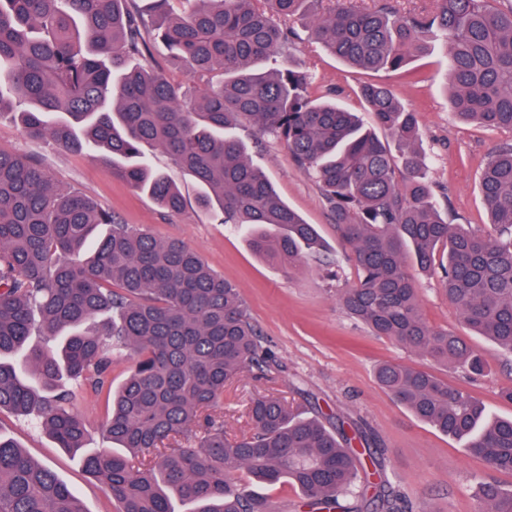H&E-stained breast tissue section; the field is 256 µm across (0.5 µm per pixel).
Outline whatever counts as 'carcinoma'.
I'll return each instance as SVG.
<instances>
[{
	"instance_id": "carcinoma-1",
	"label": "carcinoma",
	"mask_w": 512,
	"mask_h": 512,
	"mask_svg": "<svg viewBox=\"0 0 512 512\" xmlns=\"http://www.w3.org/2000/svg\"><path fill=\"white\" fill-rule=\"evenodd\" d=\"M183 3L175 10L173 2ZM0 0V116L33 139L92 152L112 173L177 213L185 198L145 148L164 151L202 186L203 209L246 229L251 249L299 267L321 245L277 195L233 133L250 127L288 143L315 179L336 232L352 250L356 280L337 294L376 336L438 366L482 375L487 362L466 337L423 317L406 264L439 278L462 324L512 355V140L490 155L481 194L491 231L453 224L434 204L416 113L381 83L357 96L398 150L332 96H312L309 71L285 68L304 21L307 40L365 72L399 71L433 39L445 46L456 118L512 132V2L433 0L404 12L399 0L353 9L336 0ZM160 43L200 83L188 96L141 62ZM57 341L47 349L31 337ZM27 350L30 377L0 360V413L33 421L85 471L115 512H174L170 494L197 512H275L241 483L244 471L287 482L319 512H408L382 480L366 496L360 426L307 416L274 390L253 397L251 428L224 430V391L249 368L271 372L238 286L178 240L120 223L83 194L55 186L35 159L0 151V356ZM132 360L112 389V354ZM380 386L420 421L465 440L492 472L512 473V419L491 418L471 393L396 361ZM69 381L112 396L103 425L118 449L84 451L86 425ZM356 499L352 506L342 496ZM0 512H83L50 467L0 436ZM478 512H512V492L481 486Z\"/></svg>"
}]
</instances>
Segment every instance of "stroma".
<instances>
[{"label": "stroma", "instance_id": "stroma-1", "mask_svg": "<svg viewBox=\"0 0 512 512\" xmlns=\"http://www.w3.org/2000/svg\"><path fill=\"white\" fill-rule=\"evenodd\" d=\"M292 54V66L314 75L311 94L330 87L342 90L345 103L360 111L364 123L371 127L376 120L363 111L356 96L358 86L370 78L388 85L405 107L418 115L419 149L430 160L429 176L440 212L471 224L475 230H486L480 174L503 136L460 123L452 116L444 88L447 57L441 43L432 44L424 58L414 60L420 77L416 85L399 71L370 76L353 70L304 40ZM240 136L248 144L253 163L263 169L281 198L319 231L322 252L311 254L296 269H283L260 258L246 236L235 225L225 223L220 212L200 208L196 202L200 185L191 175L170 166L162 152L152 151L151 158L156 167L167 170L186 199L184 209L177 213L167 212L147 195L112 178L97 157L61 151L48 142L30 139L14 119L0 118V150L38 158L58 187L78 191L109 207L121 223L160 239L188 243L200 251L215 273L238 284L261 341L279 365L276 388L305 411L316 410L332 419L363 425L380 448L386 477L408 502L427 512H477L482 482L492 480L503 491H511L512 473L489 471L469 454L463 442L419 421L379 386L375 370L382 362L400 361L422 368L431 366L430 362L413 350L373 336L344 313L336 291L355 279L351 248L337 235L317 184L295 166L284 141L247 130ZM417 286L429 324L464 333L437 278L419 275ZM469 342L485 356L487 373L473 378L461 369L439 366L434 368L436 375L478 397L492 413L512 417V403L501 396L502 390L512 388V357L482 337H470ZM266 386L264 379L247 372L236 388L225 392L227 432L247 429L248 400ZM73 410L87 424L86 448L111 449L103 428L105 399L77 393ZM0 434L51 467L74 491L84 512H113L111 500L86 474L78 456L59 448L30 421L2 413Z\"/></svg>", "mask_w": 512, "mask_h": 512}]
</instances>
